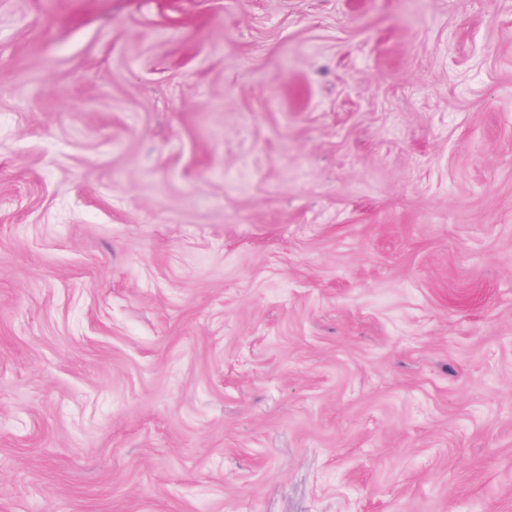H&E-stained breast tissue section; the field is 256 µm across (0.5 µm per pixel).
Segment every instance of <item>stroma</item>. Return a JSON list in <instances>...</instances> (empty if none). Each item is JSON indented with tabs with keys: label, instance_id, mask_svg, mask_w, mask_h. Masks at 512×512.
<instances>
[{
	"label": "stroma",
	"instance_id": "35a3bbf8",
	"mask_svg": "<svg viewBox=\"0 0 512 512\" xmlns=\"http://www.w3.org/2000/svg\"><path fill=\"white\" fill-rule=\"evenodd\" d=\"M0 512H512V0H0Z\"/></svg>",
	"mask_w": 512,
	"mask_h": 512
}]
</instances>
